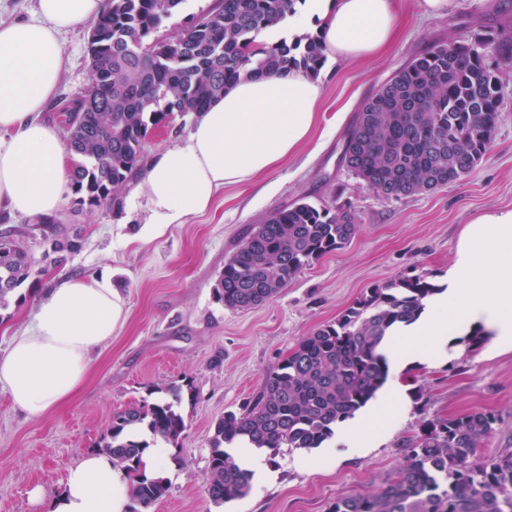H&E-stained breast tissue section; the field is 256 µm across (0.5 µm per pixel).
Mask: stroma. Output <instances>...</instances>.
Returning <instances> with one entry per match:
<instances>
[{
    "mask_svg": "<svg viewBox=\"0 0 512 512\" xmlns=\"http://www.w3.org/2000/svg\"><path fill=\"white\" fill-rule=\"evenodd\" d=\"M88 27L61 35L63 71L41 115L58 124L59 104L90 83ZM483 42L487 64L512 68V0H454L449 15L426 16L422 0H398V32L374 59L324 64L317 123L307 144L251 183L230 185L211 208L173 224L147 243L134 236L148 217L139 180L123 190L118 211L72 210L57 219L82 229L67 265L24 288L23 301L0 307V350L22 332L49 288L65 278L104 273L121 288L128 313L98 350L87 383L66 403L30 418L0 389V512H42L41 499L61 488L67 466L96 449L113 414L146 399L151 387L192 383L181 412L186 429L172 449L168 494L144 512H329L336 498L379 488L405 461L402 444L424 421L487 411L498 418L479 449L512 451V351L488 343L450 348L447 358L414 362L400 373L405 405L368 448L327 440L310 451L261 450L265 462L250 492L217 504L206 493L207 458L217 421L239 410L265 374L320 325L336 320L367 288L424 275L446 287L456 244L476 217L512 209V80L504 85L502 117L480 166L462 182L423 195L385 198L339 163L343 136L362 102L429 45ZM297 201L346 205L359 229L350 243L305 267L279 295L250 309L214 297L227 260L248 230Z\"/></svg>",
    "mask_w": 512,
    "mask_h": 512,
    "instance_id": "stroma-1",
    "label": "stroma"
}]
</instances>
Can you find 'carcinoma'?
Segmentation results:
<instances>
[{
  "label": "carcinoma",
  "instance_id": "1",
  "mask_svg": "<svg viewBox=\"0 0 512 512\" xmlns=\"http://www.w3.org/2000/svg\"><path fill=\"white\" fill-rule=\"evenodd\" d=\"M183 2L108 0L95 21L88 38L90 85L63 101L59 112L76 210L120 206L123 188L141 170L149 134L171 124L173 113L201 114L248 75L299 70L315 76L324 63L316 35L257 43L298 0H219L181 33L146 42ZM505 80L472 43L431 45L361 104L342 144L347 169L386 198L461 181L486 155ZM357 231V217L346 207L301 201L277 209L224 264L215 297L232 309L258 306ZM81 246V231L53 217L1 228L0 306L10 296L24 297L20 290L28 282L65 265ZM441 292L420 275L377 284L298 342L241 412H226L216 423L207 464L211 500L242 498L251 486L252 473L228 447L310 450L331 438L387 381L382 343L414 323ZM155 393L153 401L113 415L104 435V447L126 470L143 508L170 489L166 478L146 475L144 451L159 440L178 443L186 428L179 406L193 388L149 391ZM496 424L491 412L424 421L405 444L406 462L393 478L375 491L336 499L329 512H512V452L478 455Z\"/></svg>",
  "mask_w": 512,
  "mask_h": 512
}]
</instances>
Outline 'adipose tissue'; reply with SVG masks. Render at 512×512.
Segmentation results:
<instances>
[{
  "mask_svg": "<svg viewBox=\"0 0 512 512\" xmlns=\"http://www.w3.org/2000/svg\"><path fill=\"white\" fill-rule=\"evenodd\" d=\"M104 0H38V17L0 26V204L45 216L69 189L68 156L57 127L39 114L63 66L64 31L96 20ZM281 28H314L328 58H368L396 36L394 0H297ZM321 96L318 81L298 70L260 73L229 88L200 114L189 136L156 153L143 176L150 217L142 241L208 210L224 187L279 167L308 141ZM127 317L124 295L108 276L58 283L31 314L29 326L0 351V385L15 408L43 416L85 383L92 356ZM482 332L494 350H512V210L468 224L448 268V287L427 312L399 330L384 353L392 369L409 357L447 354L454 336ZM392 381L369 417L352 421L341 442H368L373 419L402 404ZM130 480L99 449L66 471L44 512H128Z\"/></svg>",
  "mask_w": 512,
  "mask_h": 512,
  "instance_id": "ef3b65f1",
  "label": "adipose tissue"
}]
</instances>
